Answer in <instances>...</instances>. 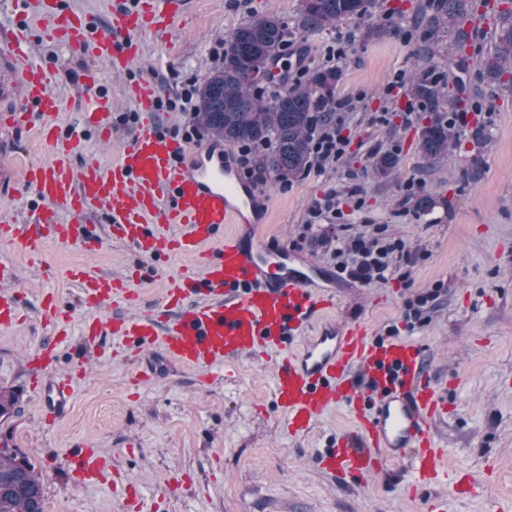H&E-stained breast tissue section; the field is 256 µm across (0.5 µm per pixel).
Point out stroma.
I'll list each match as a JSON object with an SVG mask.
<instances>
[{"label": "stroma", "mask_w": 512, "mask_h": 512, "mask_svg": "<svg viewBox=\"0 0 512 512\" xmlns=\"http://www.w3.org/2000/svg\"><path fill=\"white\" fill-rule=\"evenodd\" d=\"M426 0H383L375 18L338 24L308 34L288 47L302 69L325 66L335 36L350 37L336 94V115L347 141L344 156L287 182L253 172L251 182L269 204L258 239L293 247L330 271L327 251L339 235L326 219L309 224L314 202L332 194L349 232L372 224L424 252L408 277L363 286L337 281L329 316L339 325L357 323L369 335L399 326V339L421 346L448 403L445 419L433 425L445 474L430 487L413 488L406 463L367 477L360 484L333 481L319 461L350 426L352 408L337 405L308 433H293L273 398L272 372L281 353L248 355L202 374L190 368L162 371L155 381L133 384L134 364L120 356L118 337L100 338L101 354L78 362V346L60 349L59 372L82 364L71 403L59 423L46 425L31 388L29 362L55 337L41 314L42 290L57 293L80 333L87 312L68 277L78 266L95 274L140 271L129 286L135 305L105 302L97 316H139L161 302L169 279L195 259L165 253L142 256L113 235L104 216L92 217L93 242L48 241L32 259L0 243V260L18 268L19 323L0 328V388H14L18 403L0 417V442L29 456L44 488V512H502L512 504V86L489 87L474 74L458 87L469 111L459 133L470 138L484 128L492 141L479 169L461 150L429 168L415 149L421 112L407 114L406 89L388 91L396 76L421 68L412 54ZM297 0H191L182 20L165 35L142 33L139 52L127 70L112 69L87 55L36 42L35 57L54 65L62 106L53 118L61 136L76 137L69 160L108 163L130 147L137 110L127 88L136 80L158 84L163 98L198 85L221 61L224 42L254 17L293 19ZM374 23L391 35L363 38ZM87 67L98 70L97 88L77 81ZM112 103L113 124L104 137L83 124L82 113L97 98ZM54 150L35 134L0 139V171L52 159ZM395 157L390 179L372 176L374 156ZM436 201L433 211L415 210L417 197ZM443 285L428 322L402 329L406 299ZM110 459L117 482H94L73 473L82 448Z\"/></svg>", "instance_id": "1"}]
</instances>
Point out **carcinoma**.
I'll return each mask as SVG.
<instances>
[{
  "label": "carcinoma",
  "instance_id": "cac0c4a2",
  "mask_svg": "<svg viewBox=\"0 0 512 512\" xmlns=\"http://www.w3.org/2000/svg\"><path fill=\"white\" fill-rule=\"evenodd\" d=\"M378 0H298L295 26L271 14L238 27L225 41L224 56L195 89L198 120L202 128L229 145H264L259 168L276 180L289 182L303 175L313 161L315 135L320 120L335 111L337 67H320L304 72L266 101L252 71L263 59L280 54L298 34L322 33L339 23L373 15ZM473 0H428L422 14L429 15L421 40L413 49L416 59L427 64L441 52L448 65L466 73L476 69V78L490 86L512 84V8L502 6L491 31L478 25L466 31L463 20ZM457 76L448 72L442 80L430 70L410 79V91L430 117L418 132L416 148L424 162L433 166L462 148L466 140L448 124V114L460 105L449 84ZM491 136L482 128L473 133L472 166L483 161ZM396 166L393 156L375 158L373 173L388 178ZM17 394L0 389V417L11 414ZM0 512H44V488L31 459L21 450L0 451Z\"/></svg>",
  "mask_w": 512,
  "mask_h": 512
}]
</instances>
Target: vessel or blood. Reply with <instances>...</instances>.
<instances>
[{"instance_id":"1","label":"vessel or blood","mask_w":512,"mask_h":512,"mask_svg":"<svg viewBox=\"0 0 512 512\" xmlns=\"http://www.w3.org/2000/svg\"><path fill=\"white\" fill-rule=\"evenodd\" d=\"M49 18L43 39L126 69L138 52L142 31L168 32L186 10V0H148L131 9L112 0L105 28L93 16L62 6V0H35ZM27 27L0 32V65L15 79L0 85V103L13 113L0 125L36 129L41 140L71 150L75 138L61 139L51 119L60 97L52 84L55 70L32 53ZM141 121L129 147L114 162L90 161L71 167L64 159L27 163L21 186L40 204L26 223L0 217V241L27 254L41 252L45 240L85 239V221L97 211L124 242L143 255L164 251L203 259L200 275L170 279L163 309L153 317L113 319V335L135 350L161 348L166 359L206 371L248 353L279 348L273 371L277 409L294 431H307L327 409L352 406L354 430L339 437L323 463L340 483L364 480L387 463L405 459L414 485L427 486L438 475L441 452L432 425L448 407L437 379L423 365L419 345L378 341L359 325L339 327L324 321L332 301L320 286L327 275L285 248L257 241L254 224L264 223L268 204L243 175L230 154L191 149L161 133L153 109L156 85H132ZM101 134L112 131V108L98 100L83 116ZM233 225L225 233V225ZM219 243L216 255L207 247ZM89 309L121 297L136 301L125 280L71 269ZM16 267L0 262V326L18 321V296L11 285ZM41 310L53 329V348L36 354L32 385L43 398L47 422L67 411L71 379L55 375L57 348L72 339L70 315L55 293L43 295ZM80 467L87 478L104 475L106 459L84 449Z\"/></svg>"}]
</instances>
